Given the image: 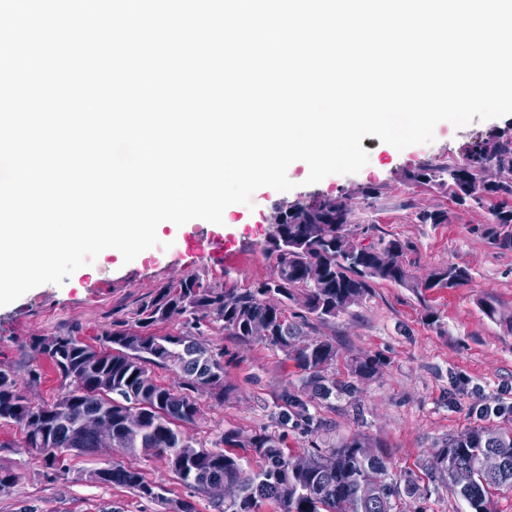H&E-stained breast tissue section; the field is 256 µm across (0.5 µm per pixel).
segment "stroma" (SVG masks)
I'll use <instances>...</instances> for the list:
<instances>
[{
	"label": "stroma",
	"mask_w": 512,
	"mask_h": 512,
	"mask_svg": "<svg viewBox=\"0 0 512 512\" xmlns=\"http://www.w3.org/2000/svg\"><path fill=\"white\" fill-rule=\"evenodd\" d=\"M509 129L512 115L460 128L442 122L433 142L394 152L368 135L361 146L369 161L361 171L332 174L313 185L306 182L307 164L293 162L288 176L295 189L263 187L254 193L251 206L228 207L224 231L235 241L232 258H189L179 246L182 229H168L164 245L143 251L130 263L100 254L62 285H40L0 307V364L12 369L30 399L54 401L61 382L46 356L34 348V337L70 335L97 344L113 320L127 318L147 296L191 274L217 286H251L273 271L268 241L276 213L364 193L368 199L353 213V222L411 241L414 250L408 259L416 278L426 279L434 269L455 263L468 269V281L431 290L378 284L336 319L313 324L310 335L330 341L338 352L331 368L337 378H347L354 359L376 355L384 360L379 374L358 382L352 397L315 407L324 423L318 433L308 432L299 421L285 426L276 421L282 393L301 392L294 362L260 341L243 343L225 336L219 325L203 324L201 342L224 349L234 361L226 370L223 399L201 395L200 416L184 430L209 447L229 429L244 439L266 429L280 434L295 455L363 435L382 446L391 473L423 475L445 439L478 425L471 413L474 404H502L490 423H512V248H501L488 206L457 205L444 189L409 186L404 174L428 163L460 161L475 138ZM423 210L447 212L448 220L419 223ZM487 301L494 304L495 315L484 312ZM35 366L44 367L45 375L31 386L28 371ZM67 460L68 478L49 480L39 453L25 446L20 430L0 428V467L18 477L11 492L0 495V512H177L182 501L192 502L196 512H215L213 494L184 485L156 451L126 456L109 448L94 454L72 451ZM118 460L141 469L155 485L157 498L143 499L90 479L91 471Z\"/></svg>",
	"instance_id": "stroma-1"
}]
</instances>
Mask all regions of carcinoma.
Wrapping results in <instances>:
<instances>
[{
	"instance_id": "cac0c4a2",
	"label": "carcinoma",
	"mask_w": 512,
	"mask_h": 512,
	"mask_svg": "<svg viewBox=\"0 0 512 512\" xmlns=\"http://www.w3.org/2000/svg\"><path fill=\"white\" fill-rule=\"evenodd\" d=\"M499 165L501 175L492 183L481 173L490 162ZM410 185H434L448 190L452 200L465 206L500 200L492 208L494 222L512 224V135L470 144L463 160L456 163L426 164L409 174ZM347 226L348 235L336 234V225ZM373 224H354L346 202L338 198L315 200L295 207L274 227L270 254L275 256L273 276L253 286L235 284L216 288L199 276L189 275L175 286H165L142 302L130 319L112 325L93 346L75 336H40L37 348L46 350L58 374L63 392L52 402H34L20 389L10 369L0 366V426H16L25 445L42 455L51 476L68 472L65 452L94 453L101 445L82 421L99 415L112 424V447L133 455L138 449H153L166 457L172 471L186 486L206 491L218 479L233 490V498L218 500L219 512H256L263 503L279 512H399L398 503L420 491L416 480L388 476L381 451L365 459L360 449L366 440L347 438L331 448H312L303 456L307 467L299 468L293 455L276 434L262 429L249 440L227 430L212 447H198L181 430L199 414L198 398L206 393L224 397V352H215L197 340L193 329L201 321L224 326V335L240 342L257 339L279 350L304 373L302 383L315 397L354 392L351 383L338 382L327 374L336 359V347L323 339L304 335L311 320L325 322L366 298L379 282L410 288L432 289L443 284L452 288L469 278L467 268L448 264L434 270L424 282L415 280L406 260L411 242L398 237L375 235ZM365 236L376 241L358 249L354 240ZM394 249L404 260L388 267L380 259L383 250ZM323 267V281L313 285L308 265ZM303 299L301 310L288 313L289 303ZM184 318L186 331L159 335L153 327L172 315ZM263 321L268 335L254 337L255 322ZM381 359L369 356L355 360L351 372L359 378L378 373ZM174 368L180 381L164 385L154 368ZM279 417L286 424L291 416L315 421L305 402L291 393L281 395ZM69 408L62 422L56 408ZM245 448L259 459L258 468L248 467V457L237 452ZM504 457V468L487 476L480 461L487 452ZM377 466L386 481L373 487L366 483V470ZM425 475L434 485H443L465 501L468 512H495L490 488L512 485V427L477 426L450 436L432 457ZM92 479L103 485L119 486L142 498L158 497L154 484L143 473L112 461L96 470Z\"/></svg>"
}]
</instances>
